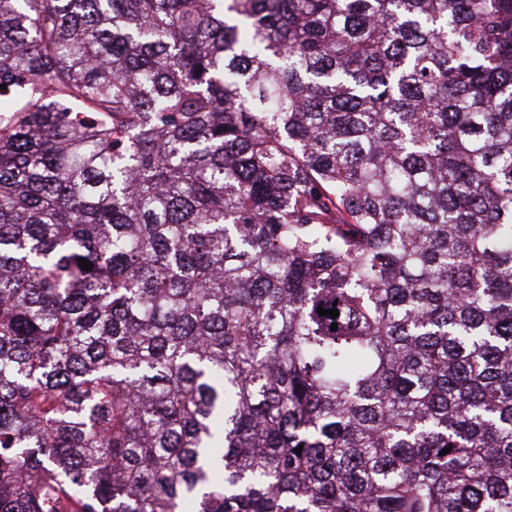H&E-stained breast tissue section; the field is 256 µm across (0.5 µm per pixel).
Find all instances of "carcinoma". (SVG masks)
I'll list each match as a JSON object with an SVG mask.
<instances>
[{"instance_id": "obj_1", "label": "carcinoma", "mask_w": 512, "mask_h": 512, "mask_svg": "<svg viewBox=\"0 0 512 512\" xmlns=\"http://www.w3.org/2000/svg\"><path fill=\"white\" fill-rule=\"evenodd\" d=\"M186 501L512 512V0H0V512Z\"/></svg>"}]
</instances>
